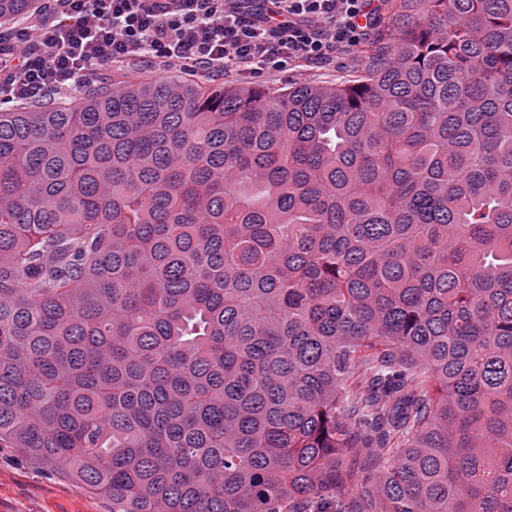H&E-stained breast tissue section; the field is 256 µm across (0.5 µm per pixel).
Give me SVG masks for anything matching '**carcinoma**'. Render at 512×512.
<instances>
[{
  "mask_svg": "<svg viewBox=\"0 0 512 512\" xmlns=\"http://www.w3.org/2000/svg\"><path fill=\"white\" fill-rule=\"evenodd\" d=\"M0 448L112 512H512V0L0 112Z\"/></svg>",
  "mask_w": 512,
  "mask_h": 512,
  "instance_id": "obj_1",
  "label": "carcinoma"
}]
</instances>
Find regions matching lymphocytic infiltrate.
Here are the masks:
<instances>
[{"label":"lymphocytic infiltrate","mask_w":512,"mask_h":512,"mask_svg":"<svg viewBox=\"0 0 512 512\" xmlns=\"http://www.w3.org/2000/svg\"><path fill=\"white\" fill-rule=\"evenodd\" d=\"M52 18L0 36V96L32 100L131 59L260 74L326 66L367 39V0H49Z\"/></svg>","instance_id":"obj_1"}]
</instances>
